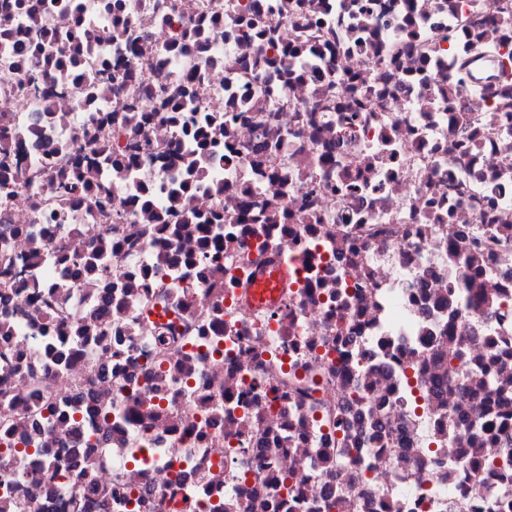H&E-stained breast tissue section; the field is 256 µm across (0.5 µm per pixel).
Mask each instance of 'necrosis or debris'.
Here are the masks:
<instances>
[{
	"mask_svg": "<svg viewBox=\"0 0 512 512\" xmlns=\"http://www.w3.org/2000/svg\"><path fill=\"white\" fill-rule=\"evenodd\" d=\"M29 2L0 6V37L40 45L45 82L77 44L95 54L46 96L0 70V149L42 172L0 202V248L44 252L0 333V447L37 449L0 457V512H100L106 489L112 512L132 495L141 512H512L497 463L512 456V0H405L407 21L390 0L366 14L353 0ZM256 8L279 47L301 21L336 40L272 64L241 30ZM490 16L499 51L473 66L474 100L448 76ZM424 41L439 46L425 66ZM118 66L132 89L107 78L89 96V76ZM186 79L190 116L224 125L208 133L219 164L181 195L179 123L159 105ZM131 112L133 159L90 170L116 223L81 197L50 207L86 128ZM106 241L100 311L72 261ZM283 261L275 304L253 305ZM50 283L67 323L33 297Z\"/></svg>",
	"mask_w": 512,
	"mask_h": 512,
	"instance_id": "1",
	"label": "necrosis or debris"
}]
</instances>
